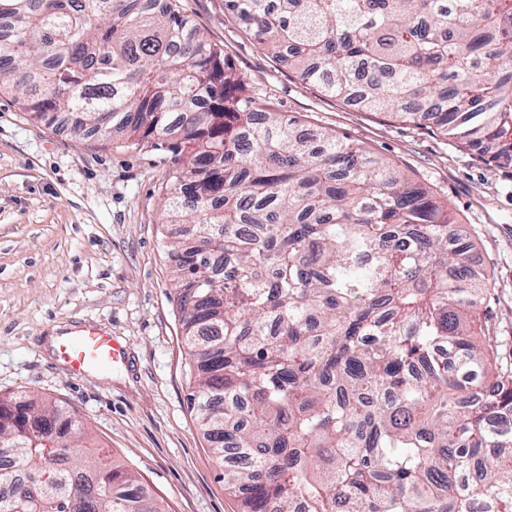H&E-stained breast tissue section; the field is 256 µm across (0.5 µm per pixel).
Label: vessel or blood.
Returning <instances> with one entry per match:
<instances>
[{
    "label": "vessel or blood",
    "mask_w": 512,
    "mask_h": 512,
    "mask_svg": "<svg viewBox=\"0 0 512 512\" xmlns=\"http://www.w3.org/2000/svg\"><path fill=\"white\" fill-rule=\"evenodd\" d=\"M55 354L69 371L76 376L85 374L91 367H109L126 362L125 348L98 327H80L58 339Z\"/></svg>",
    "instance_id": "obj_1"
}]
</instances>
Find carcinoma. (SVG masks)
<instances>
[{
    "label": "carcinoma",
    "instance_id": "carcinoma-1",
    "mask_svg": "<svg viewBox=\"0 0 512 512\" xmlns=\"http://www.w3.org/2000/svg\"><path fill=\"white\" fill-rule=\"evenodd\" d=\"M325 95L512 164V0H226ZM0 96L174 157L189 403L241 512H512V371L423 184L248 92L177 0H0ZM65 404L0 398V512H166Z\"/></svg>",
    "mask_w": 512,
    "mask_h": 512
}]
</instances>
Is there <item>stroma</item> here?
I'll return each instance as SVG.
<instances>
[{
	"instance_id": "1",
	"label": "stroma",
	"mask_w": 512,
	"mask_h": 512,
	"mask_svg": "<svg viewBox=\"0 0 512 512\" xmlns=\"http://www.w3.org/2000/svg\"><path fill=\"white\" fill-rule=\"evenodd\" d=\"M250 91L312 130L391 159L447 203L489 276L484 336L512 365V164L448 136L349 107L268 57L225 0H178ZM169 152L76 139L0 98V398L36 393L82 421L84 442L138 474L166 512H239L188 407L190 363L171 287ZM98 326L128 364L72 375L52 336Z\"/></svg>"
}]
</instances>
